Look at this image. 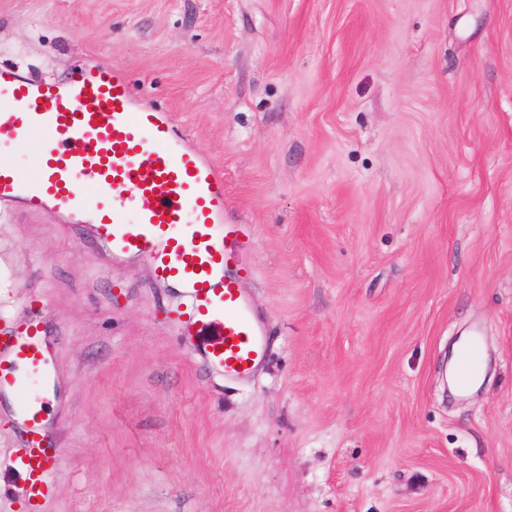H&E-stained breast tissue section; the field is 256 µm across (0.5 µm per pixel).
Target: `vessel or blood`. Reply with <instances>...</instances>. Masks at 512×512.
I'll use <instances>...</instances> for the list:
<instances>
[{"mask_svg": "<svg viewBox=\"0 0 512 512\" xmlns=\"http://www.w3.org/2000/svg\"><path fill=\"white\" fill-rule=\"evenodd\" d=\"M39 138L30 169L0 156V212L49 209L87 224L112 258L147 262L155 278L180 288V329L201 338L200 357L234 380L267 360V333L239 281L247 262L242 225L227 216L224 175L180 133L169 112L136 97L109 64L46 82L0 66V147ZM0 296V397L13 396L24 426L14 468L29 512L53 490L57 449L41 431L53 365L36 324L12 327ZM479 343L459 350L456 386L479 371Z\"/></svg>", "mask_w": 512, "mask_h": 512, "instance_id": "vessel-or-blood-1", "label": "vessel or blood"}]
</instances>
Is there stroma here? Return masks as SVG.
I'll list each match as a JSON object with an SVG mask.
<instances>
[{
	"mask_svg": "<svg viewBox=\"0 0 512 512\" xmlns=\"http://www.w3.org/2000/svg\"><path fill=\"white\" fill-rule=\"evenodd\" d=\"M96 63L223 171L269 351L224 378L145 261L0 219L55 365L44 512H512V0H0V64ZM474 329L488 377L450 393Z\"/></svg>",
	"mask_w": 512,
	"mask_h": 512,
	"instance_id": "stroma-1",
	"label": "stroma"
}]
</instances>
